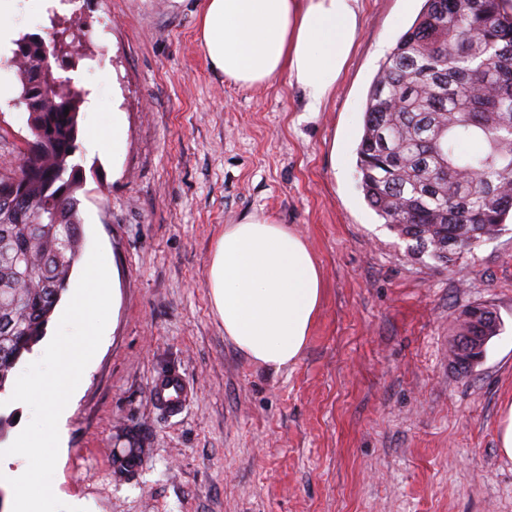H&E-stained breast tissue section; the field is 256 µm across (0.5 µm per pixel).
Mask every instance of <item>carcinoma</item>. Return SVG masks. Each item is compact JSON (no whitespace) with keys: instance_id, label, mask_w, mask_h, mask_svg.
Returning <instances> with one entry per match:
<instances>
[{"instance_id":"cac0c4a2","label":"carcinoma","mask_w":512,"mask_h":512,"mask_svg":"<svg viewBox=\"0 0 512 512\" xmlns=\"http://www.w3.org/2000/svg\"><path fill=\"white\" fill-rule=\"evenodd\" d=\"M24 35L12 56L21 85L42 101L30 113L32 148L0 174V394L45 336L81 252V95L55 76L52 58ZM369 206L412 254L446 263L505 230L512 211V8L506 0H425L375 77L357 148ZM460 243L447 245L449 229ZM492 312L460 315L451 353L459 369L499 335Z\"/></svg>"}]
</instances>
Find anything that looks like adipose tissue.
<instances>
[{"label": "adipose tissue", "mask_w": 512, "mask_h": 512, "mask_svg": "<svg viewBox=\"0 0 512 512\" xmlns=\"http://www.w3.org/2000/svg\"><path fill=\"white\" fill-rule=\"evenodd\" d=\"M361 26L360 0H205L200 35L212 67L244 88L288 73L307 109L321 111ZM224 333L254 361L297 362L321 303L323 280L304 240L249 215L226 225L210 268Z\"/></svg>", "instance_id": "1"}]
</instances>
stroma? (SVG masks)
I'll return each mask as SVG.
<instances>
[{"label": "stroma", "instance_id": "1", "mask_svg": "<svg viewBox=\"0 0 512 512\" xmlns=\"http://www.w3.org/2000/svg\"><path fill=\"white\" fill-rule=\"evenodd\" d=\"M205 0H64L27 34L74 32L59 77L97 97L79 131L83 253L101 241L112 305L68 403L52 490L88 512H512L499 446L512 406V219L441 264L410 253L356 179L368 90L424 0H361V28L322 111L288 73L244 89L212 69ZM19 87L0 101V173L31 133ZM259 214L306 242L323 297L292 366L259 365L224 334L210 288L228 224ZM502 330L469 373L449 352L459 314ZM177 371L192 396L158 405ZM138 448L137 463L117 455ZM112 136L111 133L97 127H92L89 131L91 147L98 151H106L111 147L112 153L116 152L121 143L122 116L119 109L112 111ZM154 400L166 408L180 409L186 402V382L180 374L157 379L151 389Z\"/></svg>", "mask_w": 512, "mask_h": 512}]
</instances>
